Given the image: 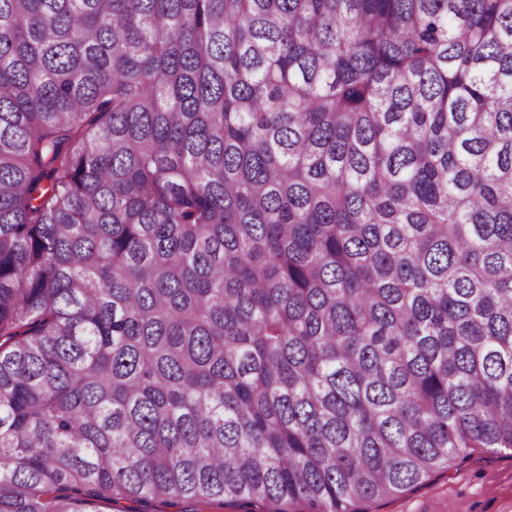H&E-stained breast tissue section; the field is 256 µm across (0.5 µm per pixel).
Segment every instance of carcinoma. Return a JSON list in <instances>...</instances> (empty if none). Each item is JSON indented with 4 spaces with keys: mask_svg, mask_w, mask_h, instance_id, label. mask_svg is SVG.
<instances>
[{
    "mask_svg": "<svg viewBox=\"0 0 512 512\" xmlns=\"http://www.w3.org/2000/svg\"><path fill=\"white\" fill-rule=\"evenodd\" d=\"M512 450V0H0V512H361ZM205 508L206 512H258L261 509H252L246 507L242 503H224L220 505L219 502H214L211 505L199 506L193 504H171L170 502L161 500L142 501L138 498H129L122 500L119 504L102 505L101 512H179L188 508Z\"/></svg>",
    "mask_w": 512,
    "mask_h": 512,
    "instance_id": "carcinoma-1",
    "label": "carcinoma"
}]
</instances>
